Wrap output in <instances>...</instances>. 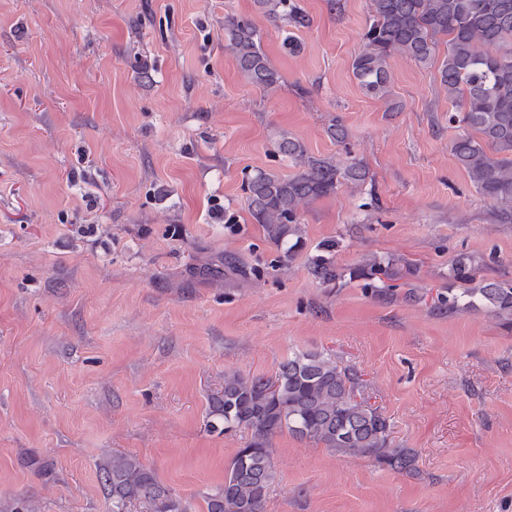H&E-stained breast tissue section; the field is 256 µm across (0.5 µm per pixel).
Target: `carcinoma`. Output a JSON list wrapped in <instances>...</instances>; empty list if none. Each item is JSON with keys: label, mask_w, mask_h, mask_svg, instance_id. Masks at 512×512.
<instances>
[{"label": "carcinoma", "mask_w": 512, "mask_h": 512, "mask_svg": "<svg viewBox=\"0 0 512 512\" xmlns=\"http://www.w3.org/2000/svg\"><path fill=\"white\" fill-rule=\"evenodd\" d=\"M257 11L288 29L284 46L299 48L295 31L310 18L293 0H254ZM364 49L351 63L361 91L385 101L387 111L402 104L392 97L388 60L402 54L420 65L434 63L439 41L447 54L438 68L440 84L454 110L448 124L461 129L451 151L476 191L512 217V0H371ZM226 48L244 79L262 89L279 82L248 20L224 19ZM274 152L299 171L284 176L260 169L247 178L248 209L266 237L283 248V265L293 259L291 241L302 238L299 209L336 193L344 181L366 182L360 162L345 167L336 158L310 155L285 130L271 138ZM336 243L322 245L310 261L311 274L330 284L342 278L333 261ZM483 309L512 324V283L486 282L448 296V310ZM360 375L323 352L293 354L270 376L224 372V387L212 398L209 427L244 432L247 439L224 470L222 486L201 494L205 512H264L278 477L273 439L284 432L344 457H368L392 470L417 472L412 449L393 444L392 427L379 409L357 400ZM98 476L112 496V512L138 503L145 512H191L190 504L161 483L138 457L113 454L98 464Z\"/></svg>", "instance_id": "obj_1"}]
</instances>
